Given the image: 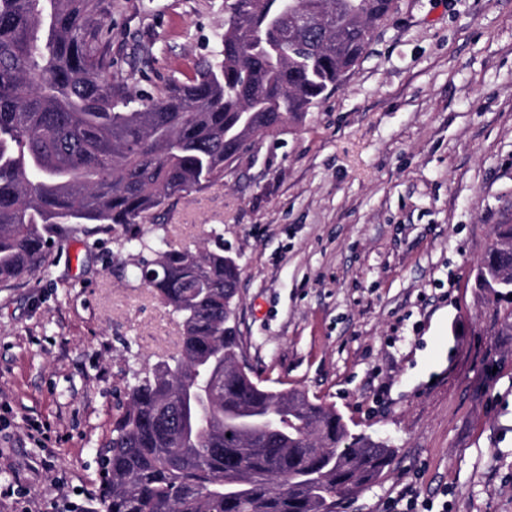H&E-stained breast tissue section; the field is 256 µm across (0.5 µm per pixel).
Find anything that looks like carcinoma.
<instances>
[{
	"label": "carcinoma",
	"mask_w": 512,
	"mask_h": 512,
	"mask_svg": "<svg viewBox=\"0 0 512 512\" xmlns=\"http://www.w3.org/2000/svg\"><path fill=\"white\" fill-rule=\"evenodd\" d=\"M224 0L218 49L145 96L113 79L112 0H0V283L44 272L51 228L152 224L256 142L299 121L357 63L395 0ZM180 319V351L128 386L93 512H336L392 450L305 392L238 372L240 266L224 244L139 259ZM512 297V224L476 268Z\"/></svg>",
	"instance_id": "1"
}]
</instances>
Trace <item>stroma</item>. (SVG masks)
Here are the masks:
<instances>
[{"instance_id": "stroma-1", "label": "stroma", "mask_w": 512, "mask_h": 512, "mask_svg": "<svg viewBox=\"0 0 512 512\" xmlns=\"http://www.w3.org/2000/svg\"><path fill=\"white\" fill-rule=\"evenodd\" d=\"M224 0H112L116 69L145 95L211 57ZM512 221V0H396L302 121L156 224L55 230L0 284V512H89L134 371L177 351L141 245L224 239L246 363L394 450L336 512H512V300L474 270Z\"/></svg>"}]
</instances>
